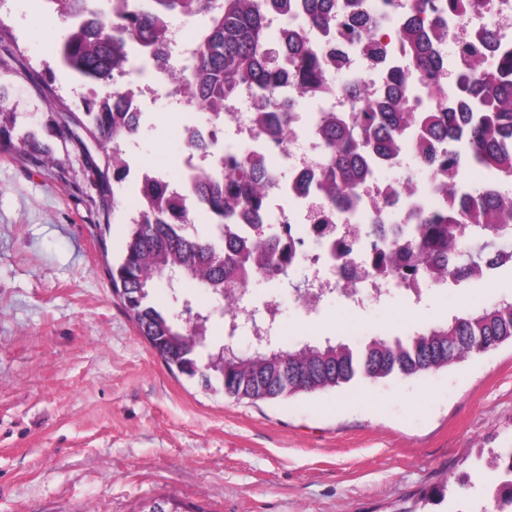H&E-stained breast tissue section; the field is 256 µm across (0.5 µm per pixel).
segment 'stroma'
I'll list each match as a JSON object with an SVG mask.
<instances>
[{
    "label": "stroma",
    "instance_id": "obj_1",
    "mask_svg": "<svg viewBox=\"0 0 512 512\" xmlns=\"http://www.w3.org/2000/svg\"><path fill=\"white\" fill-rule=\"evenodd\" d=\"M10 103L40 119L80 112L83 84L46 64L67 24L43 0H0ZM127 156L178 177L177 132L205 117L149 97ZM53 168L0 149V512H138L148 499L204 512H495L512 448V343L426 376L388 377L289 399H234L172 374L113 295L108 268L135 213L131 182L105 213L83 157ZM280 334L300 347L402 336L512 297V269L350 308L326 296L311 314L276 283ZM443 491V502L432 501Z\"/></svg>",
    "mask_w": 512,
    "mask_h": 512
}]
</instances>
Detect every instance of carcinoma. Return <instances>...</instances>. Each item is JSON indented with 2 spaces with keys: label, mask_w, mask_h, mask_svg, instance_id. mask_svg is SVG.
<instances>
[{
  "label": "carcinoma",
  "mask_w": 512,
  "mask_h": 512,
  "mask_svg": "<svg viewBox=\"0 0 512 512\" xmlns=\"http://www.w3.org/2000/svg\"><path fill=\"white\" fill-rule=\"evenodd\" d=\"M429 0H418L398 30L409 70L379 49L387 102L371 103L361 88L348 82L355 111L330 112L320 123L323 163L315 189L334 208L345 211L355 202L354 190L365 175L378 176L402 149L425 167L454 162L462 171L479 170L497 183L512 181V45L499 32H484L479 43L457 47L459 72L445 75L436 44L447 36V21L433 14ZM351 34L370 27L360 0H346ZM54 10L70 22L56 51V64L76 79L107 92L82 101L81 126L94 140L97 158L112 169L115 188L126 178L122 145L141 128L137 113L126 111L127 91L115 80L128 62L126 47L135 43L144 55L168 46L165 19L175 15L205 18L195 30L189 69L177 78L181 103L214 120L224 103L243 90L264 107L280 112L288 124L297 98L289 93L331 89L319 50L300 34L282 44L266 25L262 0H116L109 10L93 0H52ZM294 19L302 26L336 32V0H296ZM8 85L0 83V148L20 143L29 159L54 167L58 158L43 137L75 146L82 140L62 122L61 113L46 112L28 123L9 105ZM431 92L435 109L416 111L414 90ZM276 184L267 164L248 155L219 160L192 177L190 193L180 195L166 183H151L147 203L128 222L125 249L110 269L112 288L140 335L170 369L225 395L252 400L286 399L340 388L354 380L390 376L413 377L448 367L485 348L512 341V299L455 316L447 322L417 327L403 338L374 336L357 348L326 341L323 345L286 347L263 343L247 352L224 348V378L187 355L183 336L194 324L189 299L175 293L182 310L156 307L157 283H192L223 300L221 312L233 310L241 295L229 284L247 287L257 270L279 282L294 271L288 231L265 222ZM438 195L453 200L451 210L420 212L409 235L373 247L376 271L409 285L417 276L439 283H461L500 268L503 239L512 235V194L471 189L462 180L437 185ZM191 209L209 213L213 230H193ZM249 220L247 224L239 219Z\"/></svg>",
  "instance_id": "cac0c4a2"
}]
</instances>
